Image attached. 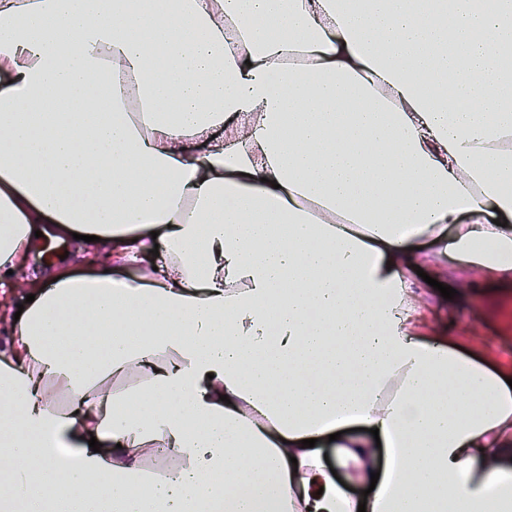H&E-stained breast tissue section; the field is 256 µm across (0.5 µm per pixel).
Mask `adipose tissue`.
<instances>
[{
	"instance_id": "ef3b65f1",
	"label": "adipose tissue",
	"mask_w": 512,
	"mask_h": 512,
	"mask_svg": "<svg viewBox=\"0 0 512 512\" xmlns=\"http://www.w3.org/2000/svg\"><path fill=\"white\" fill-rule=\"evenodd\" d=\"M508 183L512 0H0V270L101 247L0 347V501L512 512V370L404 274L512 278Z\"/></svg>"
}]
</instances>
